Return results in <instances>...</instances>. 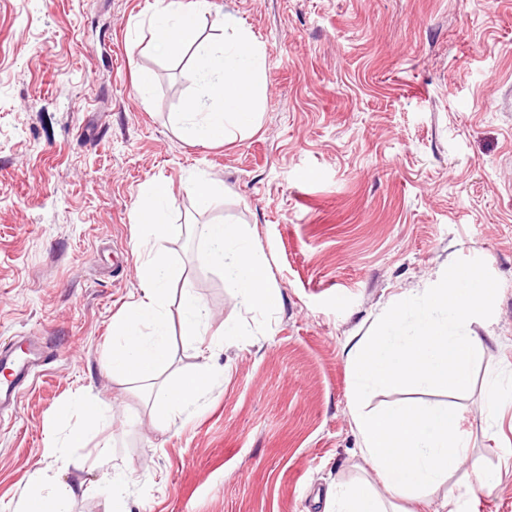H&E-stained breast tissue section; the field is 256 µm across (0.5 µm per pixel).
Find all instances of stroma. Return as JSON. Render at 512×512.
I'll return each instance as SVG.
<instances>
[{"label":"stroma","mask_w":512,"mask_h":512,"mask_svg":"<svg viewBox=\"0 0 512 512\" xmlns=\"http://www.w3.org/2000/svg\"><path fill=\"white\" fill-rule=\"evenodd\" d=\"M157 0H0V346L27 338L48 362L0 416V512L42 472L85 492L73 512H113L105 464L125 474L126 512H324L328 488L360 469L347 337L375 329L390 300L448 263L499 290L469 389L397 386L366 409L445 405L470 454L461 512H512V401L487 423L490 374L512 377V0H212L202 35L241 20L265 53L259 128L219 146L184 138L175 112L193 52L156 58ZM153 78L141 97V72ZM223 182L204 213L192 179ZM172 182L177 222L241 224L268 258L281 302L266 332L198 240L169 244L177 288L211 312V344L174 341L172 371L219 378L167 430L136 384L105 372L112 317L140 289V186ZM254 334L224 346L225 323ZM103 399L112 424L58 471L50 420L74 396Z\"/></svg>","instance_id":"stroma-1"}]
</instances>
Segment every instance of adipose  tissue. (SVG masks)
<instances>
[{"label":"adipose tissue","mask_w":512,"mask_h":512,"mask_svg":"<svg viewBox=\"0 0 512 512\" xmlns=\"http://www.w3.org/2000/svg\"><path fill=\"white\" fill-rule=\"evenodd\" d=\"M495 293V283L480 269L451 265L425 287L389 302L373 335L348 339L353 396L359 405L353 421L359 451L375 479L337 483L328 492L330 512H402L404 501L430 506L436 492L466 463L479 489L495 487V475L470 458L458 412L445 406L360 408L364 397L377 388H467L479 348L472 327L486 324ZM179 311L182 342L203 346L209 322L206 304L185 288ZM214 380V371L205 363L166 378L154 399L156 427H169L178 415L196 407ZM72 414L81 417V425L69 427L51 443L62 470L68 467L70 449L85 447L89 431L109 422L106 403L95 396L75 397L57 415V423H66ZM79 491L77 485L36 476L21 493L14 512H72Z\"/></svg>","instance_id":"ef3b65f1"}]
</instances>
